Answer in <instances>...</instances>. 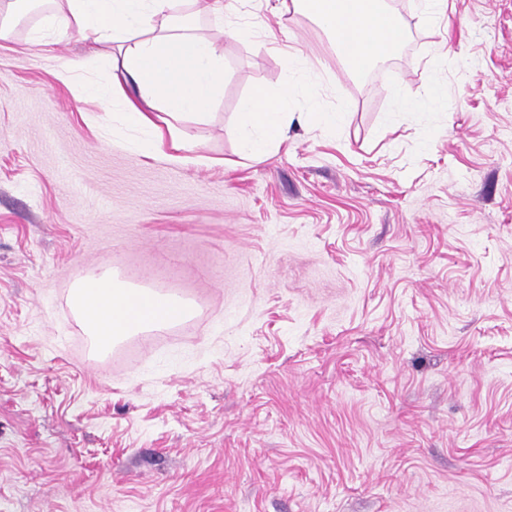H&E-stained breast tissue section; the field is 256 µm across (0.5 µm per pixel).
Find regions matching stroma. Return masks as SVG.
<instances>
[{
	"label": "stroma",
	"mask_w": 512,
	"mask_h": 512,
	"mask_svg": "<svg viewBox=\"0 0 512 512\" xmlns=\"http://www.w3.org/2000/svg\"><path fill=\"white\" fill-rule=\"evenodd\" d=\"M390 3L411 36L355 74L243 0L182 163L58 79L88 43L0 42V512H512V0ZM288 45L293 111L350 110L252 161ZM107 270L192 316L96 356L70 297ZM443 95L442 86L433 79L430 88L424 99H406L402 101V108L406 112H418L438 106ZM294 87L289 83L273 101L264 91L244 98L239 105L242 150L260 160L278 143L297 112H290Z\"/></svg>",
	"instance_id": "obj_1"
}]
</instances>
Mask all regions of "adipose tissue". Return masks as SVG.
Returning <instances> with one entry per match:
<instances>
[{"label":"adipose tissue","mask_w":512,"mask_h":512,"mask_svg":"<svg viewBox=\"0 0 512 512\" xmlns=\"http://www.w3.org/2000/svg\"><path fill=\"white\" fill-rule=\"evenodd\" d=\"M236 0H0V41L28 38L53 44L74 38L91 42L94 58L106 62L110 78L80 82L91 103L109 102L139 130L136 151L185 161L191 146L182 123L207 121L224 85L220 36L197 33L195 20H223ZM274 17L305 11L328 35L355 73L392 56L411 36L387 0H264ZM293 87L277 99L258 91L239 105L243 151L262 159L293 120ZM72 303L98 352L119 339L190 317L182 298L138 288L106 271L83 279Z\"/></svg>","instance_id":"1"}]
</instances>
